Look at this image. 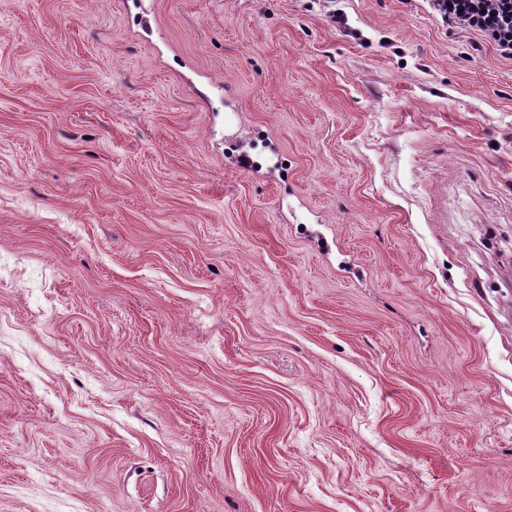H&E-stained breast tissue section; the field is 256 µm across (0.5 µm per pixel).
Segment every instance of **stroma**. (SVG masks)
I'll return each mask as SVG.
<instances>
[{"label": "stroma", "mask_w": 512, "mask_h": 512, "mask_svg": "<svg viewBox=\"0 0 512 512\" xmlns=\"http://www.w3.org/2000/svg\"><path fill=\"white\" fill-rule=\"evenodd\" d=\"M335 8L0 0V512H512V60Z\"/></svg>", "instance_id": "stroma-1"}]
</instances>
